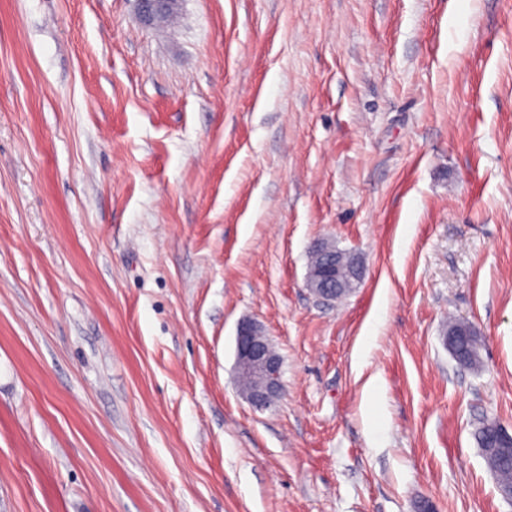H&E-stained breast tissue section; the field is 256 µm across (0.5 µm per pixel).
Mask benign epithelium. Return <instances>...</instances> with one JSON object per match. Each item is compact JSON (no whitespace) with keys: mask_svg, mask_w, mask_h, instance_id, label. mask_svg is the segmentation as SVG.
Here are the masks:
<instances>
[{"mask_svg":"<svg viewBox=\"0 0 512 512\" xmlns=\"http://www.w3.org/2000/svg\"><path fill=\"white\" fill-rule=\"evenodd\" d=\"M143 21L148 25L162 23L169 15L179 13L182 0H137ZM362 265L356 261L353 265L343 264L336 251L323 248L321 262L308 269L305 287L324 301H331L336 294V287L346 276L361 280ZM235 357L237 379L245 376L252 379L249 389L243 394L249 404L258 410H266L276 405L283 397L284 385L281 380L282 359L273 349L263 325L253 319H244L238 324L235 337ZM496 438L500 447L492 450L485 448L487 455L494 451L507 454L512 446V432L501 425H496Z\"/></svg>","mask_w":512,"mask_h":512,"instance_id":"obj_1","label":"benign epithelium"}]
</instances>
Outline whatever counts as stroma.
I'll return each mask as SVG.
<instances>
[{
	"label": "stroma",
	"mask_w": 512,
	"mask_h": 512,
	"mask_svg": "<svg viewBox=\"0 0 512 512\" xmlns=\"http://www.w3.org/2000/svg\"><path fill=\"white\" fill-rule=\"evenodd\" d=\"M319 241L364 262L342 303ZM244 318L283 359L264 411ZM486 417L512 431V0H0V512H512ZM143 21L148 25L161 24L169 15H177L182 0H137ZM322 247L323 251L321 254L323 259L314 268L309 267L305 286L311 293L323 301H332L335 294L336 301L341 300L350 295L353 290L339 289L336 292V287L347 275L355 278L359 283L363 274L362 265H360L358 259H356L352 266L345 265L341 257L336 254V250L329 249L326 246ZM235 357L238 383L244 376L253 380L249 389H241L249 404L258 410L276 405L284 394L282 359L273 349L261 323L243 319L238 324ZM469 325V329L462 331L460 333H452L446 332L445 334V344L447 345L449 351L454 356V358L460 363L464 364V361L461 359L454 341H452L448 336H458V348L461 351V353L465 356V358L469 357L471 352H475L478 356H481L480 354V342L478 339V336L476 334L469 336L468 333L476 332L475 328ZM477 333V332H476Z\"/></svg>",
	"instance_id": "35a3bbf8"
}]
</instances>
